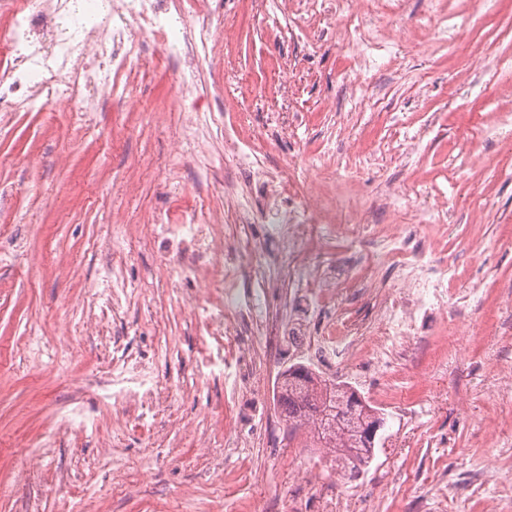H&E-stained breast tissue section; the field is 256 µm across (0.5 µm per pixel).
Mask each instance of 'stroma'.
<instances>
[{"label":"stroma","mask_w":512,"mask_h":512,"mask_svg":"<svg viewBox=\"0 0 512 512\" xmlns=\"http://www.w3.org/2000/svg\"><path fill=\"white\" fill-rule=\"evenodd\" d=\"M198 9L223 32L199 93L178 97L147 41L157 66L122 98L0 112V512H512V0H352L368 47L307 0ZM233 146L328 200L295 270ZM201 199L253 215L209 238L218 269L161 231ZM429 204L445 234L412 244L455 265L456 321L380 367L359 351L345 379L384 425L356 480L327 477L330 451L277 403L303 360L288 328L318 333L357 287L365 343L399 282L338 229L413 224ZM337 271L305 312L313 277ZM118 353L151 364V401L101 402ZM76 407L91 425L60 430Z\"/></svg>","instance_id":"stroma-1"}]
</instances>
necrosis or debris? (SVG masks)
I'll return each instance as SVG.
<instances>
[{"label": "necrosis or debris", "mask_w": 512, "mask_h": 512, "mask_svg": "<svg viewBox=\"0 0 512 512\" xmlns=\"http://www.w3.org/2000/svg\"><path fill=\"white\" fill-rule=\"evenodd\" d=\"M10 13L9 26L0 31V52L8 71L0 75V108L30 112L39 107V92L51 86L56 101L73 111H86L85 94L93 90L105 97L117 94L120 78L138 62L144 40L163 36V56L178 66L175 81L180 94L198 87V61L215 40L210 22L201 18L190 0H47L46 24L34 31V13L28 0H0ZM267 220L289 225L288 253L303 256L305 226L311 214L309 200L284 207L280 204L282 180H267ZM407 225H387L381 234L383 257L409 274L407 290L384 303L385 318L374 330L376 346L409 343L417 333L418 314L434 315L446 309L448 267L429 258L426 249H410ZM299 343L317 362L345 369L354 355L351 342L332 334L300 336ZM150 371L146 363H119L102 397L120 400L150 396Z\"/></svg>", "instance_id": "necrosis-or-debris-1"}]
</instances>
